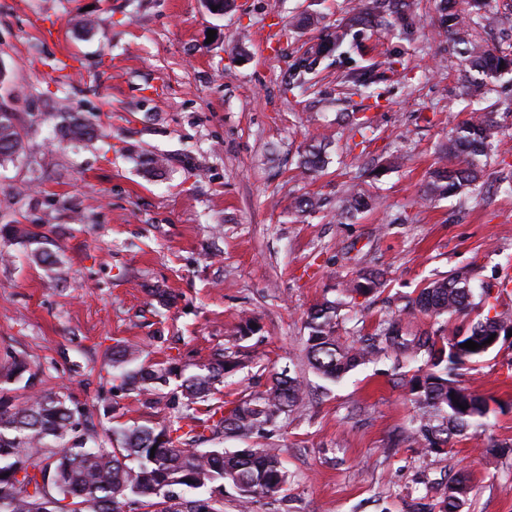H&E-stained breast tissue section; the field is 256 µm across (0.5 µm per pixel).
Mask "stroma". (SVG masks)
Segmentation results:
<instances>
[{
    "instance_id": "35a3bbf8",
    "label": "stroma",
    "mask_w": 512,
    "mask_h": 512,
    "mask_svg": "<svg viewBox=\"0 0 512 512\" xmlns=\"http://www.w3.org/2000/svg\"><path fill=\"white\" fill-rule=\"evenodd\" d=\"M354 4L232 0L215 15L204 0H0V110L23 139L0 163V226L18 229L0 234V363L27 362L38 389L71 395L102 435L176 413L114 388L116 345L144 344L142 363L189 374L219 349L239 350L247 365L220 400L264 392L273 369L308 387L276 431L200 442L281 449L287 483L255 512H415L460 472L472 479L465 512H512V454L481 453L512 446V338L462 376L502 410L437 454L408 440L416 407L390 361L335 384L307 361L308 311L359 271L380 272L383 285L342 307L345 336L397 318L451 335L456 321L405 304L454 271L512 313V75L480 103L501 132L477 190L428 196L439 150L472 111L461 47L438 32L439 0H423L411 25L354 28L340 53L318 55ZM61 57L63 86L49 67ZM305 61L303 90L289 74ZM363 69L373 84L348 89L343 76ZM66 111L92 139L56 133ZM311 145L326 163L304 174L297 160ZM351 192L375 207L340 218ZM298 198L316 209L298 215ZM157 285L178 294L175 306L153 305ZM247 318L257 328L243 339Z\"/></svg>"
}]
</instances>
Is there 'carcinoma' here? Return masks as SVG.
Masks as SVG:
<instances>
[{
    "label": "carcinoma",
    "mask_w": 512,
    "mask_h": 512,
    "mask_svg": "<svg viewBox=\"0 0 512 512\" xmlns=\"http://www.w3.org/2000/svg\"><path fill=\"white\" fill-rule=\"evenodd\" d=\"M487 0H441L438 27L463 46V66L467 76L466 94L481 101L489 81L512 73V47L491 49L480 41L476 27L482 23L512 24V9L489 16ZM347 29L329 35L318 53L327 54L345 42ZM500 127L492 112H474L456 128L443 146L446 163L431 173L430 195L471 192L485 167L489 147ZM22 148V136L13 114L0 112V163ZM325 159L316 147L304 151L300 167L316 172ZM372 206L361 194L348 196L341 207L346 215L359 214ZM383 285L381 274L364 272L346 280L341 295L371 294ZM484 302H474L470 277L451 273L430 282L406 308L434 318L479 312L465 329L453 336H437L408 331L397 321L378 324L368 344L356 338L345 343L339 336L342 302L324 301L314 306L305 321L308 362L323 380L335 383L357 366L389 359L397 370L399 383L407 386L417 407V416L408 439L430 453L445 449L458 436L475 434L486 425L491 413L489 400L461 385L460 370L478 363L493 348L488 338L512 331V315L494 310L483 290ZM472 340V351L461 344ZM139 359V350L118 345L112 350V367L120 371V389L144 397V404L159 402V395L172 380L181 378L166 363L127 366ZM244 367L241 352L225 350L198 367L170 391L173 401L187 411L208 403L221 392L226 375ZM25 361L15 359L0 366L6 382L34 383L26 376ZM306 388L296 376L286 372L271 374L266 392L242 398L224 412L208 408L206 417L177 416L155 428L132 425L112 432L100 441L83 425L84 410L71 397L39 391L15 403L0 396V512H224V485L239 494L240 512H253L256 503L277 500L287 482L281 449L197 448L204 432L249 438L275 427L295 414L304 404ZM458 403H453V400ZM191 423H186V420ZM471 492L467 475L448 478L438 503L429 512H463Z\"/></svg>",
    "instance_id": "carcinoma-1"
}]
</instances>
